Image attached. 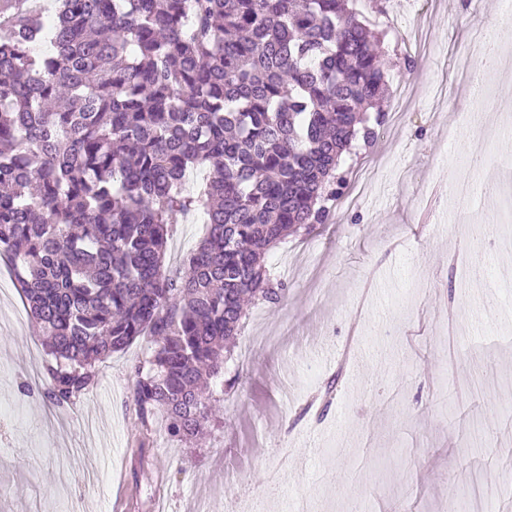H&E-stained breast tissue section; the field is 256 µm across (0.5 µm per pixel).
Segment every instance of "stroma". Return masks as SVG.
I'll list each match as a JSON object with an SVG mask.
<instances>
[{"mask_svg":"<svg viewBox=\"0 0 512 512\" xmlns=\"http://www.w3.org/2000/svg\"><path fill=\"white\" fill-rule=\"evenodd\" d=\"M494 29L503 64L467 107L475 32ZM401 121L360 150L331 218L272 249L288 286L255 305L224 401L198 441L143 427L129 401L137 341L96 368L74 403L24 395L49 358L0 260V512H452L470 500L512 512V248L479 257L483 287H462L471 244L448 220V181L476 141L492 144L501 198L474 196L480 219L512 208V12L503 0H421L382 39ZM419 59L407 74L404 56ZM330 399H322V392ZM481 422L486 441L468 431Z\"/></svg>","mask_w":512,"mask_h":512,"instance_id":"obj_1","label":"stroma"}]
</instances>
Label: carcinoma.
Listing matches in <instances>:
<instances>
[{
  "label": "carcinoma",
  "mask_w": 512,
  "mask_h": 512,
  "mask_svg": "<svg viewBox=\"0 0 512 512\" xmlns=\"http://www.w3.org/2000/svg\"><path fill=\"white\" fill-rule=\"evenodd\" d=\"M354 2L0 0V257L53 358L52 403L144 339L140 423L204 430L245 306L286 292L266 253L327 223L342 155L384 121L381 40ZM197 213L206 235L171 269ZM205 227L196 217H188L180 221L168 243L166 261L173 267H179L187 253L204 236Z\"/></svg>",
  "instance_id": "obj_1"
}]
</instances>
